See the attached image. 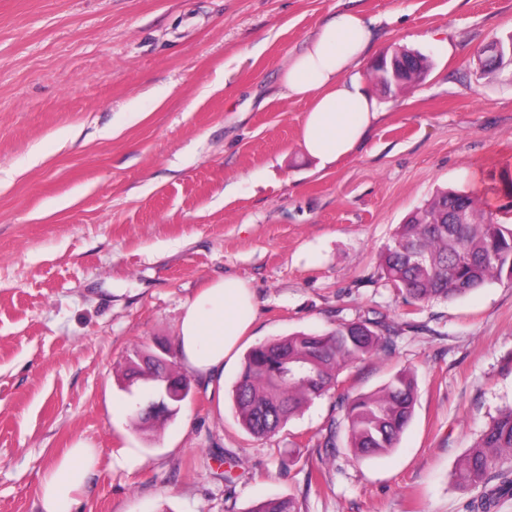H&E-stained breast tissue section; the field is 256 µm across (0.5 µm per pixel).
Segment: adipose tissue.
<instances>
[{
    "label": "adipose tissue",
    "instance_id": "1",
    "mask_svg": "<svg viewBox=\"0 0 512 512\" xmlns=\"http://www.w3.org/2000/svg\"><path fill=\"white\" fill-rule=\"evenodd\" d=\"M373 21L340 12L326 18L299 52L281 66V97L307 101L299 138L302 149L322 164L352 155L382 112L362 71L373 41ZM256 296L239 278L210 281L183 305L176 338L184 372L205 389H223L224 361L252 328ZM98 456L84 440L57 457L40 478L43 512H75L88 495Z\"/></svg>",
    "mask_w": 512,
    "mask_h": 512
}]
</instances>
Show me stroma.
Wrapping results in <instances>:
<instances>
[{
	"mask_svg": "<svg viewBox=\"0 0 512 512\" xmlns=\"http://www.w3.org/2000/svg\"><path fill=\"white\" fill-rule=\"evenodd\" d=\"M341 11L375 19L372 56L401 46L432 66L400 92L368 80L382 118L323 166L299 145L306 102L273 88ZM510 34L512 0H0V512H41V474L80 439L101 465L79 512H250L273 495L466 512L450 475L512 406V283L413 312L380 254L437 190L512 175V66L491 78L476 56ZM224 275L258 308L228 389L259 343L371 311L393 326L343 378L360 394L413 373L395 448L358 461L342 433L326 455L313 436L341 417L332 397L257 438L198 385L136 426L128 352L174 344L183 303ZM126 448L141 465H114Z\"/></svg>",
	"mask_w": 512,
	"mask_h": 512,
	"instance_id": "35a3bbf8",
	"label": "stroma"
}]
</instances>
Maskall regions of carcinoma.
Instances as JSON below:
<instances>
[{"label": "carcinoma", "mask_w": 512, "mask_h": 512, "mask_svg": "<svg viewBox=\"0 0 512 512\" xmlns=\"http://www.w3.org/2000/svg\"><path fill=\"white\" fill-rule=\"evenodd\" d=\"M486 75L504 65L491 59L487 47L477 52ZM463 208L468 223H448L449 212ZM509 210L480 206L470 194L438 191L399 226L382 256L384 277L417 309L432 301L462 298L492 281H512V224ZM392 326L377 317L342 319L323 332H296L253 347L233 386V404L243 428L268 437L304 406L330 392L343 411L332 421L324 448H336V428L348 430V447L356 459L376 456L399 442L412 418L413 377L394 374L374 393L338 392L341 374L354 362L371 357L391 343ZM460 490L481 488L466 512H494L512 498V408L481 431L451 473ZM249 512H300L292 497H273Z\"/></svg>", "instance_id": "1"}]
</instances>
